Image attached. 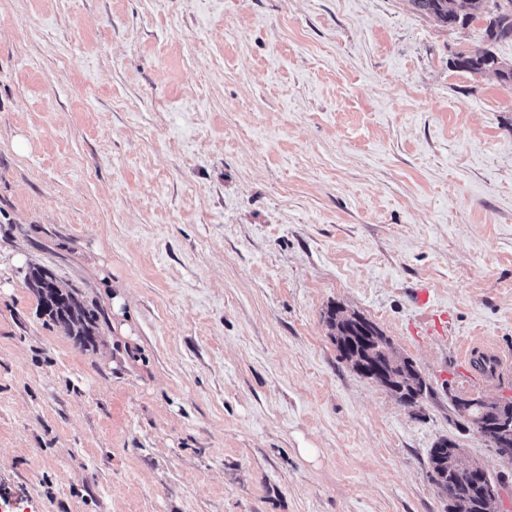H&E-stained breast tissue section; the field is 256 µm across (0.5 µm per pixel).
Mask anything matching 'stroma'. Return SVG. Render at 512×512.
<instances>
[{"label": "stroma", "mask_w": 512, "mask_h": 512, "mask_svg": "<svg viewBox=\"0 0 512 512\" xmlns=\"http://www.w3.org/2000/svg\"><path fill=\"white\" fill-rule=\"evenodd\" d=\"M409 0H0V512H446L512 400V85ZM99 315L85 348L26 288ZM431 309L414 299L419 284ZM373 321L400 402L325 317ZM448 316L444 336L411 327ZM326 323L330 330V335L333 337L338 351L341 353V357L345 360H349V351L341 348L339 342H343L344 339H349L353 336L365 349L376 356L378 360H384L389 357L394 360L392 364V374L396 378V384L404 383L410 374V368L407 364V358H401L398 356L391 345L389 339L379 343H373L367 341L366 338L370 336H384L383 332L376 326V324L369 322L364 316L359 315L355 312H347L342 307H334L328 310L326 316ZM336 336H339V340H336ZM462 358L472 372L476 370L482 377L497 376L511 366L510 361L504 360L495 349L489 346L470 345L462 353ZM481 405L486 410L497 413L501 418L506 419V416L510 413L511 408L507 405L502 404L497 400H490L481 397H468L460 398L456 402V408L458 412L467 417L473 426L474 422L478 425L475 427L476 431L481 435L485 442L490 444L491 447L496 449V452L502 457L503 451H507L510 455V461L512 460V419L507 429L501 426V423L489 417L486 414H482L479 409H476L473 416L469 414L470 409L473 406ZM474 420V422H473ZM441 441L431 449L429 463L433 482L448 495V512H457V501L468 505L464 512L501 511V492L490 480H486V477L490 479L486 470L481 467L483 469L480 473L472 474L459 471L455 464L456 455L459 453L457 444L451 440L455 455L452 456L449 452L450 448H443ZM486 481L487 511L484 508L482 495Z\"/></svg>", "instance_id": "1"}]
</instances>
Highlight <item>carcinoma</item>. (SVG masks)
I'll use <instances>...</instances> for the list:
<instances>
[{
	"mask_svg": "<svg viewBox=\"0 0 512 512\" xmlns=\"http://www.w3.org/2000/svg\"><path fill=\"white\" fill-rule=\"evenodd\" d=\"M419 13L434 19L450 30L465 28L476 19L486 22L484 28L485 43L474 49L453 53L450 64L461 70L473 73H497L502 83L512 84V64L501 61L494 51L495 45L512 42V0H409ZM26 287L39 298L48 317L62 324L69 335L83 346L94 345L98 315L79 299L78 293L61 287L54 276L41 267H31L24 277ZM326 323L330 335L344 341L355 338L365 349L382 360L393 359L392 374L396 383H403L410 374L407 359L398 356L390 341L373 343L368 337L382 334L376 324L364 316L351 313L342 307H334L327 312ZM476 431L485 442L496 449L498 454L508 452L512 456V424L504 428L501 423L475 410ZM454 452L435 444L430 452V467L435 485L448 495V512H457L456 502L467 504L465 512H486L483 504V486L488 473L467 474L457 469Z\"/></svg>",
	"mask_w": 512,
	"mask_h": 512,
	"instance_id": "cac0c4a2",
	"label": "carcinoma"
}]
</instances>
